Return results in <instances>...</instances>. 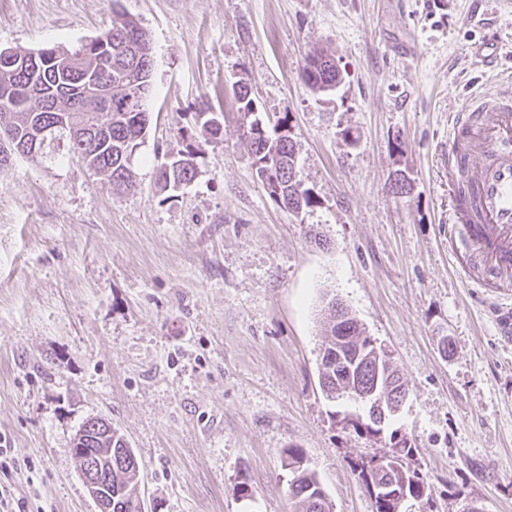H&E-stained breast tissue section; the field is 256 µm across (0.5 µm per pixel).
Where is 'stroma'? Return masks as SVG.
Masks as SVG:
<instances>
[{"label":"stroma","instance_id":"obj_1","mask_svg":"<svg viewBox=\"0 0 512 512\" xmlns=\"http://www.w3.org/2000/svg\"><path fill=\"white\" fill-rule=\"evenodd\" d=\"M150 35V123L117 195L77 159L0 168V486L26 512H97L73 454L91 417L141 465L147 512H294L282 451L303 449L334 512H372L351 462L381 451L341 421L318 377L330 300L384 345L409 389L392 421L414 443L432 512H512V342L498 286L474 290L452 261L448 115L464 85L512 96V73L479 74L483 19L512 53L498 0H0V49L72 48L115 13ZM332 55L339 87L299 73ZM288 118L297 175L317 199L293 214L257 179L233 85ZM197 175L161 189L199 107ZM405 174L406 194L392 191ZM454 351L443 356L440 337ZM311 56H313V58H317L320 64L321 74L319 78L321 79V84H319L317 80H315V82H311L310 75L307 73L308 60ZM336 70L340 72L339 68L336 66L335 59L327 53H324V51L315 49L307 55L305 62L300 69V78L311 91L315 92L317 87L321 89V87L324 86L323 79H325L327 83L334 82L336 87Z\"/></svg>","mask_w":512,"mask_h":512}]
</instances>
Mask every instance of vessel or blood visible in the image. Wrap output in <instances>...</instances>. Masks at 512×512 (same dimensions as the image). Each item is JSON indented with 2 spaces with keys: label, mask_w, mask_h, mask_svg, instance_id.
I'll return each instance as SVG.
<instances>
[{
  "label": "vessel or blood",
  "mask_w": 512,
  "mask_h": 512,
  "mask_svg": "<svg viewBox=\"0 0 512 512\" xmlns=\"http://www.w3.org/2000/svg\"><path fill=\"white\" fill-rule=\"evenodd\" d=\"M490 121H481L483 113ZM448 171L474 194L475 213L457 212L453 228L472 255L488 259L483 278L512 282V97L475 91L448 115Z\"/></svg>",
  "instance_id": "obj_1"
}]
</instances>
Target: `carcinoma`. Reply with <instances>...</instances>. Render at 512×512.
Here are the masks:
<instances>
[{
    "label": "carcinoma",
    "mask_w": 512,
    "mask_h": 512,
    "mask_svg": "<svg viewBox=\"0 0 512 512\" xmlns=\"http://www.w3.org/2000/svg\"><path fill=\"white\" fill-rule=\"evenodd\" d=\"M320 79L336 81L335 59L321 50H314ZM153 69L152 43L148 34L132 18L117 14L112 26L87 43L72 49L46 47L37 52V61L24 55L11 66L0 64V127L8 126L20 150L16 154L55 157L56 150L64 148L67 154L104 173L112 191L123 193L135 188L133 162L136 150L143 143L147 124V96ZM112 86V98L95 100L84 94L85 86ZM234 96L243 119L250 125V135L245 138L252 157V166L259 180L274 181L284 200L297 198L299 206L294 212L316 203L311 191L296 179V152L288 119L279 121L284 130L280 136H270L267 129L253 127L251 116L252 97L245 85L233 88ZM200 131L214 138L221 135V125L211 112H198ZM46 130L44 147L34 154L24 148L35 128ZM186 142L178 156L157 166V183L162 188L189 184L196 176V153L189 134L180 133ZM347 319L336 321V302L328 303L327 342L319 369L320 385L328 400H352V389L363 392L373 389L376 379H381L378 394H407L408 389L398 369H390L388 362L377 359L372 344L358 321L343 309ZM345 425L367 440L384 441L388 452H402L406 458L413 448L405 446L402 437L392 447L393 437L400 429L390 431L384 438L374 428H361L348 414L342 418ZM282 466L290 475L288 491L295 503V512H332L331 502L315 470L311 469L300 448L284 451ZM364 462L357 459L352 469L364 485L374 484L388 488L393 493L407 488L410 499L423 505L430 503L431 488L420 473L405 466L385 470L363 469ZM138 458L129 448L124 437L112 431V512H133L127 508L136 495Z\"/></svg>",
    "instance_id": "cac0c4a2"
}]
</instances>
